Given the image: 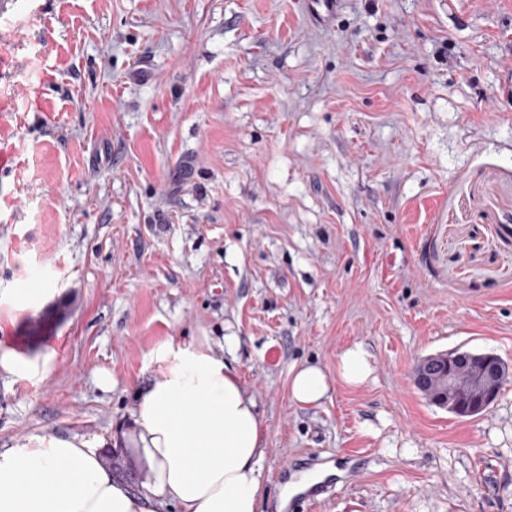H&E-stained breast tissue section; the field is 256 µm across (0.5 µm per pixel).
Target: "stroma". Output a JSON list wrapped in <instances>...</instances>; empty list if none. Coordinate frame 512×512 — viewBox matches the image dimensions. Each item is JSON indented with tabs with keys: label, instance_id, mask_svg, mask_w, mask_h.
<instances>
[{
	"label": "stroma",
	"instance_id": "obj_1",
	"mask_svg": "<svg viewBox=\"0 0 512 512\" xmlns=\"http://www.w3.org/2000/svg\"><path fill=\"white\" fill-rule=\"evenodd\" d=\"M0 151L1 451L105 437L136 485L154 350L235 335L265 512L329 461L290 512H512V381L473 417L413 383L512 364V0H0ZM309 17L317 25L327 27L336 16L337 0H310ZM369 353L362 344H355L342 352L336 367L338 378L348 386H359L370 376ZM330 389L326 374L315 366H301L293 369L290 392L294 401L302 405L318 404Z\"/></svg>",
	"mask_w": 512,
	"mask_h": 512
}]
</instances>
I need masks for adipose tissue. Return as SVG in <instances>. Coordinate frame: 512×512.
I'll list each match as a JSON object with an SVG mask.
<instances>
[{
  "mask_svg": "<svg viewBox=\"0 0 512 512\" xmlns=\"http://www.w3.org/2000/svg\"><path fill=\"white\" fill-rule=\"evenodd\" d=\"M240 337L163 344V368L134 392L125 434L146 465L140 490L116 480L83 438L35 436L0 451V512H263L267 427L235 366ZM330 389L315 366L293 369L290 392L318 404Z\"/></svg>",
  "mask_w": 512,
  "mask_h": 512,
  "instance_id": "1",
  "label": "adipose tissue"
}]
</instances>
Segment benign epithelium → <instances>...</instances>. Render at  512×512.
<instances>
[{
    "label": "benign epithelium",
    "mask_w": 512,
    "mask_h": 512,
    "mask_svg": "<svg viewBox=\"0 0 512 512\" xmlns=\"http://www.w3.org/2000/svg\"><path fill=\"white\" fill-rule=\"evenodd\" d=\"M512 379V368L494 354L453 351L430 355L419 362L413 380L435 403L462 412L465 401L482 396L479 406L488 409L496 399L501 383Z\"/></svg>",
    "instance_id": "obj_1"
}]
</instances>
